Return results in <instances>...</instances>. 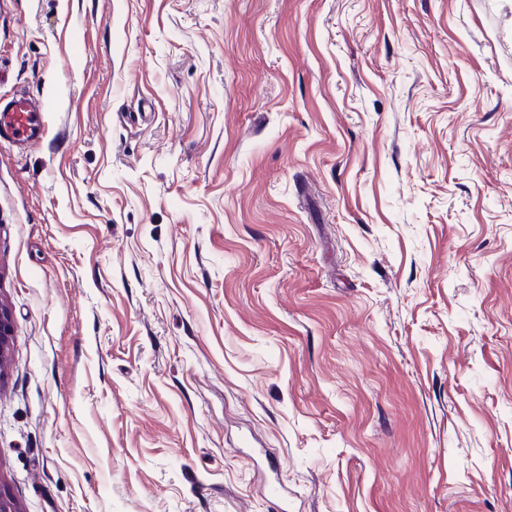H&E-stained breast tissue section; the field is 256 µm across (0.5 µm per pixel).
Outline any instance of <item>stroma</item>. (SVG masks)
Wrapping results in <instances>:
<instances>
[{
  "instance_id": "35a3bbf8",
  "label": "stroma",
  "mask_w": 512,
  "mask_h": 512,
  "mask_svg": "<svg viewBox=\"0 0 512 512\" xmlns=\"http://www.w3.org/2000/svg\"><path fill=\"white\" fill-rule=\"evenodd\" d=\"M20 93L21 512H512V0H0ZM44 112L39 99L21 97L0 103V141L20 151L29 149L44 133Z\"/></svg>"
}]
</instances>
